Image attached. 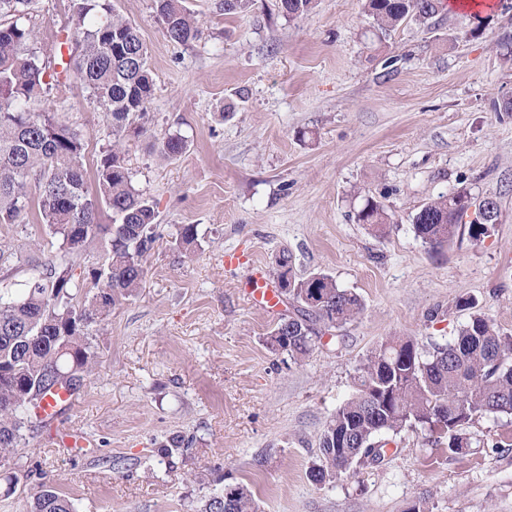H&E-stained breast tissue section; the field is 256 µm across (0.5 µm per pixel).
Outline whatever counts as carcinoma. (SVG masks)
<instances>
[{
	"label": "carcinoma",
	"instance_id": "1",
	"mask_svg": "<svg viewBox=\"0 0 512 512\" xmlns=\"http://www.w3.org/2000/svg\"><path fill=\"white\" fill-rule=\"evenodd\" d=\"M38 0H0V224H28L37 204L42 224L59 236V254L48 261L0 245V273L8 278L15 266L26 267L22 287L0 293V467L32 427L34 408L63 389L80 391L92 372L90 328L112 309L137 295L146 276L145 259L160 238L154 202L136 187L126 167L123 140L129 133H147L144 119L153 80L138 29L116 13L112 0H71L78 53H69L56 83L76 71L106 118L112 140L97 161L96 190L90 191L84 168L81 135L56 113L38 108L47 96L46 67L39 58L36 36L26 24ZM165 35L186 46L199 29L183 0H155ZM315 0H278L292 18L314 8ZM373 20V37L382 39L406 20L425 24L436 17L442 0H365ZM187 141L168 135L159 142L163 159L181 155ZM41 191L32 201L30 181ZM465 189L442 194L420 206L412 217L417 237L433 248L453 240L460 229L480 241L497 216H477L461 223L471 206ZM112 210V224H98L101 206ZM360 224L378 233L390 223L384 207L368 200L356 214ZM108 238V261L90 266L78 279L75 259L100 233ZM172 246L187 254L199 246L195 224H183ZM281 297L293 305L291 329L272 330L267 344L300 358L320 344L325 332L354 321L360 298L328 275L295 278L289 253L280 254ZM97 289L82 298L87 285ZM354 393L336 408L319 438V463L309 470L316 484L336 480L355 467L381 462L382 436L421 428L446 440L462 454L471 446L463 425L488 414L512 416V333L473 313L457 336L445 343L419 345L393 336L366 357L353 377ZM223 502L214 495L201 512H258L250 488L224 487ZM25 512H76L74 502L42 477L27 499Z\"/></svg>",
	"mask_w": 512,
	"mask_h": 512
}]
</instances>
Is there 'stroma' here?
I'll return each mask as SVG.
<instances>
[{
    "instance_id": "35a3bbf8",
    "label": "stroma",
    "mask_w": 512,
    "mask_h": 512,
    "mask_svg": "<svg viewBox=\"0 0 512 512\" xmlns=\"http://www.w3.org/2000/svg\"><path fill=\"white\" fill-rule=\"evenodd\" d=\"M254 0L227 15L220 0H184L201 31L190 46L165 36L154 0H115L140 31L154 79L148 131L125 143L134 180L158 211L161 239L140 293L92 330L94 371L72 404L26 433L0 480V512H25L41 477L54 479L77 512H200L227 484L248 485L259 512H512V418L486 415L466 427L463 454L396 436L385 460L319 485L329 415L353 393L369 352L391 336L418 343L456 336L471 312L512 333V10H481L409 22L369 43L359 0H317L305 17ZM70 0H41L28 20L40 59L54 61ZM479 25L466 42L454 27ZM79 130L85 166L109 145L102 112L78 77L52 86L45 102ZM185 137L182 155L160 159L154 139ZM465 188L499 203L481 241L457 235L433 249L411 219L423 203ZM391 222L377 235L354 216L366 199ZM197 225L200 247L170 245ZM57 236L30 216L0 227V242L41 258ZM277 281L281 252L296 276L324 273L363 303L359 317L326 332L294 361L265 344L287 314L250 298L248 265ZM475 298L474 311L458 308ZM88 446L68 444L72 432ZM184 447H170L172 437Z\"/></svg>"
}]
</instances>
